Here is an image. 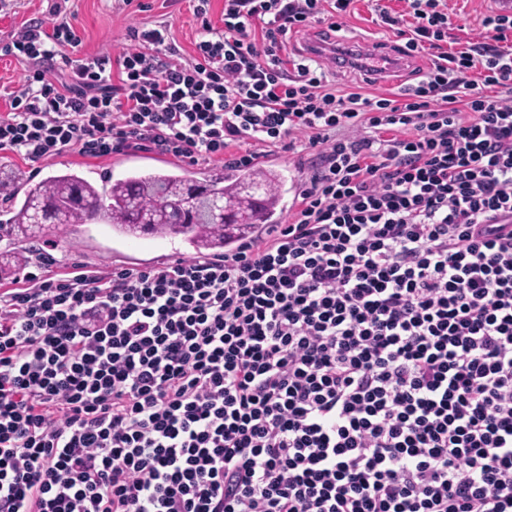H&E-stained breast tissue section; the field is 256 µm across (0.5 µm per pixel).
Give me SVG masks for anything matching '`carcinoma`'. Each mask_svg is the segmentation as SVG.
Listing matches in <instances>:
<instances>
[{"mask_svg": "<svg viewBox=\"0 0 512 512\" xmlns=\"http://www.w3.org/2000/svg\"><path fill=\"white\" fill-rule=\"evenodd\" d=\"M201 186L206 200L222 198L244 210L240 224H208L204 212L195 221L169 223V212L188 207V190ZM5 194L9 234L19 247L0 251V280L15 274L29 260L23 247L71 224L105 220L119 235L182 237L195 253L222 254L254 234L255 227L272 223L284 195V184L274 169L230 167L224 172L191 179L179 167L173 170L133 171L98 186L67 172L19 188L10 173L0 177Z\"/></svg>", "mask_w": 512, "mask_h": 512, "instance_id": "cac0c4a2", "label": "carcinoma"}]
</instances>
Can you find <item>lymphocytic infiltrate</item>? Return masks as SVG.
I'll return each instance as SVG.
<instances>
[{
    "label": "lymphocytic infiltrate",
    "instance_id": "lymphocytic-infiltrate-1",
    "mask_svg": "<svg viewBox=\"0 0 512 512\" xmlns=\"http://www.w3.org/2000/svg\"><path fill=\"white\" fill-rule=\"evenodd\" d=\"M355 0H209L69 59L26 24L0 152L228 154L305 135L289 223L206 260L0 291V512H512V13L448 47L447 0H405L429 64L405 103L283 53ZM478 80H470V72Z\"/></svg>",
    "mask_w": 512,
    "mask_h": 512
}]
</instances>
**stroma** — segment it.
<instances>
[{
    "mask_svg": "<svg viewBox=\"0 0 512 512\" xmlns=\"http://www.w3.org/2000/svg\"><path fill=\"white\" fill-rule=\"evenodd\" d=\"M54 0H6L0 8V46L11 41L21 26L38 18L52 22L49 13ZM146 11L125 6L123 0H64L62 10L77 32L81 43L75 54L79 57L107 54L119 56L125 49L126 34L131 27H168L181 55L191 58L194 43L202 28L201 21L192 10L190 0H144ZM387 9L398 16V27L383 24L377 17L373 0H356L354 11L344 18L337 31L338 39L373 41L380 44L398 42V30L407 29L410 17L404 14L402 0H385ZM499 0H448L451 18L450 33L460 45H467L478 33L480 20L488 11L499 8ZM425 58H416L400 79L382 84H364L354 73L334 72L330 78L337 89L362 86L369 97L398 98L402 85L414 82L424 70ZM276 157V171L281 173L287 191L283 198V219H290L299 205L300 197L294 191L295 180L305 179L313 160L311 152L301 149L285 151L271 149ZM170 157L157 150L127 151L119 157L93 158L68 151L49 160L32 163L21 156L0 153V168L14 175L17 184L40 181L51 175L75 172L94 181L122 177L133 169H157ZM191 250L181 238L138 239L113 233L105 223L77 224L65 233L51 235L42 245L39 266L53 274L63 275L82 265L103 273L126 268H150L169 263L173 256L190 255Z\"/></svg>",
    "mask_w": 512,
    "mask_h": 512,
    "instance_id": "obj_1",
    "label": "stroma"
}]
</instances>
